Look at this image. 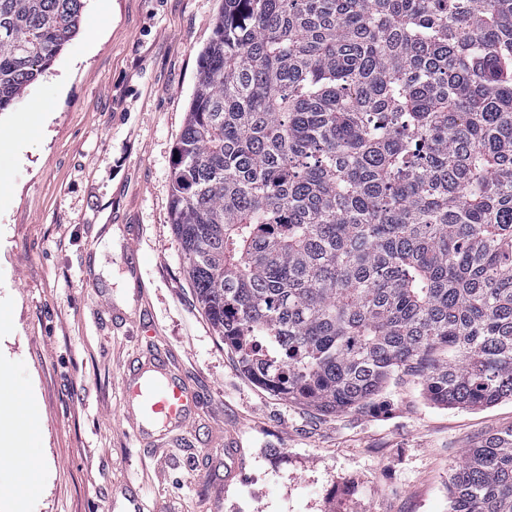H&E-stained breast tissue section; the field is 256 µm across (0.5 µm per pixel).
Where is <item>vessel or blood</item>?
I'll return each mask as SVG.
<instances>
[{
  "label": "vessel or blood",
  "mask_w": 512,
  "mask_h": 512,
  "mask_svg": "<svg viewBox=\"0 0 512 512\" xmlns=\"http://www.w3.org/2000/svg\"><path fill=\"white\" fill-rule=\"evenodd\" d=\"M166 362L164 355H156L139 364L123 381V416L144 440L178 426L195 405L186 381L171 374Z\"/></svg>",
  "instance_id": "vessel-or-blood-1"
}]
</instances>
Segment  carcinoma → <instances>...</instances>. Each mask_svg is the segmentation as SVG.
<instances>
[{
    "label": "carcinoma",
    "mask_w": 512,
    "mask_h": 512,
    "mask_svg": "<svg viewBox=\"0 0 512 512\" xmlns=\"http://www.w3.org/2000/svg\"><path fill=\"white\" fill-rule=\"evenodd\" d=\"M83 0H0V112ZM170 221L240 368L325 412L417 380L512 400V0H223L175 148ZM450 512H512V428Z\"/></svg>",
    "instance_id": "cac0c4a2"
}]
</instances>
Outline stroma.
Listing matches in <instances>:
<instances>
[{"instance_id":"stroma-1","label":"stroma","mask_w":512,"mask_h":512,"mask_svg":"<svg viewBox=\"0 0 512 512\" xmlns=\"http://www.w3.org/2000/svg\"><path fill=\"white\" fill-rule=\"evenodd\" d=\"M78 34L0 112V375L36 419L0 512H448L449 478L512 400L391 384L325 415L249 379L199 308L170 224L176 143L222 0H83ZM43 103L46 116L33 113ZM166 351L196 408L162 439L123 417ZM242 451L232 483L224 449Z\"/></svg>"}]
</instances>
